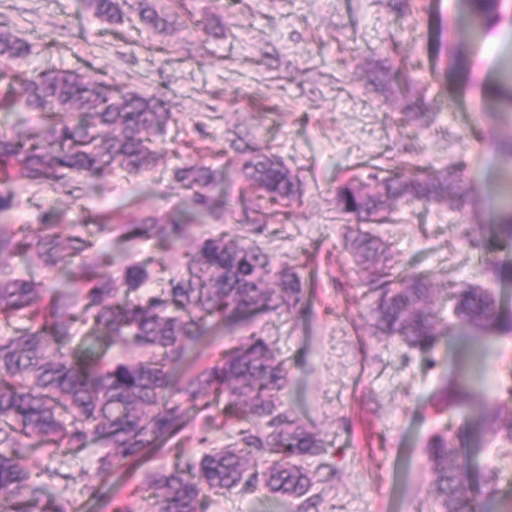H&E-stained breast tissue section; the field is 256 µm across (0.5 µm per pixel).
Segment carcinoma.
Instances as JSON below:
<instances>
[{
  "label": "carcinoma",
  "mask_w": 512,
  "mask_h": 512,
  "mask_svg": "<svg viewBox=\"0 0 512 512\" xmlns=\"http://www.w3.org/2000/svg\"><path fill=\"white\" fill-rule=\"evenodd\" d=\"M85 2L109 24L134 19L157 33L172 24L155 0ZM467 4L477 32L502 20L504 0ZM30 53L26 38L0 29V83L7 84L0 112L22 105L43 119L37 129L0 132V315L27 320L0 329V512H69L66 499L50 494L59 469L31 465L29 439H40L55 454L95 446L97 473L106 478L124 461H143L170 442L182 430L184 406L211 392L224 395L225 417L240 424L235 440L198 457L180 452L172 467L146 470L145 512H204L209 493L259 481L274 495L300 501L299 512H310L318 478L307 461L326 456L329 448L281 409L288 371L268 340L255 334L224 349L205 368H189L192 346L211 333L263 311L294 313L304 299L302 277L288 267L271 269L260 247L222 237L199 239L181 267L170 272L127 262L104 247L103 239L118 230L166 251L181 239L184 225L204 224L224 210L223 194L216 192L218 171L203 164L174 171L191 199L177 219L149 215L114 226L111 216L100 213L71 236L66 250L56 235L61 212H45L34 233L14 229L10 215L18 184L10 169L29 185L73 197L78 177L105 181L116 168L135 176L158 169L166 155L157 142L170 122L164 99L78 70L34 72L19 80L9 64ZM493 95L512 108L511 62L499 68ZM463 166L460 161L450 170L425 171L409 180L372 172L369 183L352 179L336 186L337 214L357 224L347 248L365 271L360 287L371 300L374 327L424 354L433 353L445 326L431 300L435 289L429 276L396 274L389 243L362 225L386 223L400 205L466 197L458 177ZM239 173L252 193L272 205L288 206L301 190L288 165L263 148L246 153ZM19 254L25 267L5 265ZM67 269L78 286L61 289L56 276ZM149 279L158 287L144 292ZM444 291L458 323L512 333V319L500 318L488 286L450 282ZM82 331L93 337L77 352L71 340ZM475 426L512 443V411L482 414ZM456 439L444 430L428 443L429 494L440 512L472 510L466 496L470 465L455 448Z\"/></svg>",
  "instance_id": "1"
}]
</instances>
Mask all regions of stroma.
<instances>
[{
	"label": "stroma",
	"mask_w": 512,
	"mask_h": 512,
	"mask_svg": "<svg viewBox=\"0 0 512 512\" xmlns=\"http://www.w3.org/2000/svg\"><path fill=\"white\" fill-rule=\"evenodd\" d=\"M174 23L162 35L129 24L110 26L84 11L82 0H0V28L20 32L33 53L12 62L19 74L78 69L130 90L165 95L172 114L159 145L166 171L132 176L115 169L101 186L84 187L80 201L29 186L13 211L16 225H39L43 211H64L57 234L73 235L93 213L122 223L132 213L176 215L187 200L172 171L205 163L223 173L226 197L241 196L239 152L271 149L303 181L287 214L236 207L206 224H190L166 252L152 242L104 244L126 260L161 258L177 268L204 236L264 247L273 268H296L307 282L305 305L286 315L268 313L232 335L218 332L192 349L202 367L253 332L266 336L288 367L285 408L326 439V460H310L321 478L312 512H434L426 446L444 428L465 437L471 457V494L481 512H512V444L472 429L470 416L512 403V334L480 333L450 323L432 355L410 351L375 333L360 270L336 221V187L368 179L378 164L405 177L463 161L469 194L454 204L410 205L393 223L373 230L393 244L399 271L429 272L435 288L448 280L483 282L485 258L502 266L495 282L502 310L512 311V243L494 228L512 192V111L484 93L512 43L508 20L473 38L463 0H157ZM224 20L212 34V15ZM469 63L452 66L454 54ZM385 88L368 74L378 61ZM470 232L486 244L469 249ZM471 395L457 409L446 390ZM204 405L192 409L174 450L154 452L149 466H171L175 449L201 455L230 442ZM146 466V467H149ZM128 463L107 480L96 475L94 454L69 455L56 492L73 512H141L146 469ZM84 472L97 495L68 486L65 475ZM496 474L487 485V474ZM206 512H298L297 505L257 487L212 495Z\"/></svg>",
	"instance_id": "obj_1"
}]
</instances>
